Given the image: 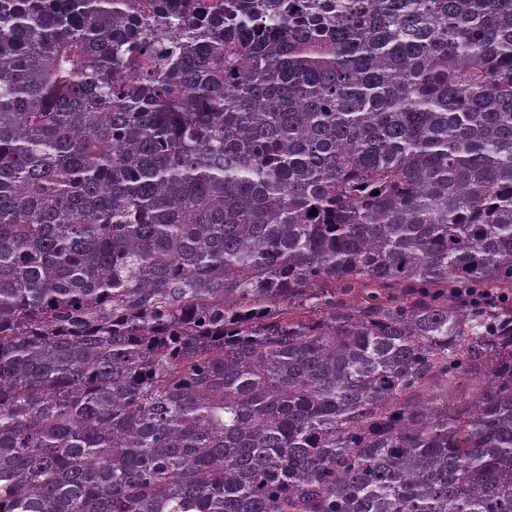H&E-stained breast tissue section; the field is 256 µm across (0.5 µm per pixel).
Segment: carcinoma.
<instances>
[{"label": "carcinoma", "mask_w": 512, "mask_h": 512, "mask_svg": "<svg viewBox=\"0 0 512 512\" xmlns=\"http://www.w3.org/2000/svg\"><path fill=\"white\" fill-rule=\"evenodd\" d=\"M0 512H512V0H0Z\"/></svg>", "instance_id": "1"}]
</instances>
